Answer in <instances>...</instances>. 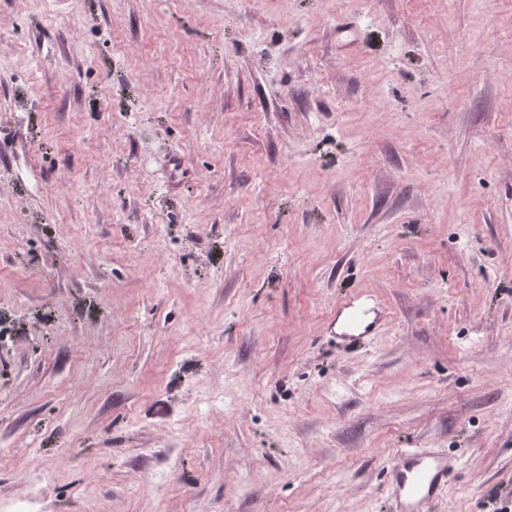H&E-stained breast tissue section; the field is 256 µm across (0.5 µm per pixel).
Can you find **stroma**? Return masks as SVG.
<instances>
[{"instance_id": "stroma-1", "label": "stroma", "mask_w": 512, "mask_h": 512, "mask_svg": "<svg viewBox=\"0 0 512 512\" xmlns=\"http://www.w3.org/2000/svg\"><path fill=\"white\" fill-rule=\"evenodd\" d=\"M1 100L0 512H512V0H0ZM382 313L368 301L345 296L336 303V318L328 328L341 340L353 347L376 336L381 327ZM442 448H399L388 470L387 494L393 512H428L458 465Z\"/></svg>"}]
</instances>
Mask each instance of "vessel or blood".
Listing matches in <instances>:
<instances>
[{
    "label": "vessel or blood",
    "instance_id": "1",
    "mask_svg": "<svg viewBox=\"0 0 512 512\" xmlns=\"http://www.w3.org/2000/svg\"><path fill=\"white\" fill-rule=\"evenodd\" d=\"M382 313L375 305L354 298L336 303L329 329L350 346L357 347L376 336ZM457 459L440 448H401L388 470L387 494L394 512H428L448 485Z\"/></svg>",
    "mask_w": 512,
    "mask_h": 512
}]
</instances>
